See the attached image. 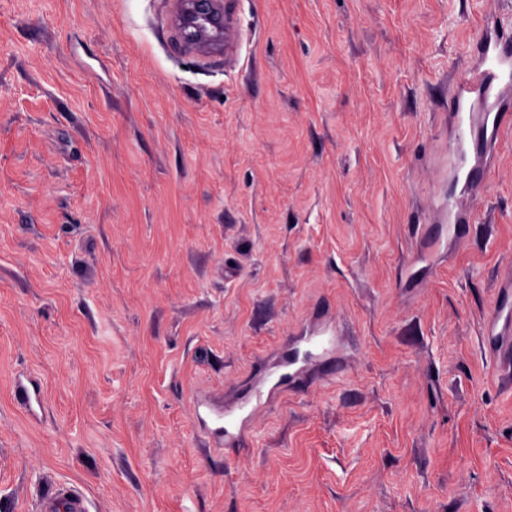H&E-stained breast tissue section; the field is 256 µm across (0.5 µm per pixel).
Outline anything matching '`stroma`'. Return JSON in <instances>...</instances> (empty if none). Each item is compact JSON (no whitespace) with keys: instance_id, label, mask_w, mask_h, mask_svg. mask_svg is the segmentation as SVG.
Returning <instances> with one entry per match:
<instances>
[{"instance_id":"stroma-1","label":"stroma","mask_w":512,"mask_h":512,"mask_svg":"<svg viewBox=\"0 0 512 512\" xmlns=\"http://www.w3.org/2000/svg\"><path fill=\"white\" fill-rule=\"evenodd\" d=\"M173 3L0 0V512H512V130L448 230V93L512 0H232L208 55ZM328 329L239 449L197 420ZM499 288H504L502 294L505 298L506 304L499 310H497L494 316L485 322V336H510L512 334V304L511 308L507 311L508 300L512 298V280H505L500 284ZM501 324V328L498 333L494 334L496 328ZM84 493L75 486H60L44 495L37 506L39 512H90Z\"/></svg>"}]
</instances>
